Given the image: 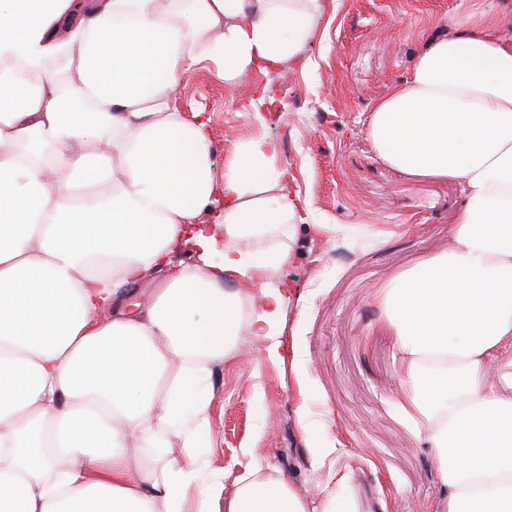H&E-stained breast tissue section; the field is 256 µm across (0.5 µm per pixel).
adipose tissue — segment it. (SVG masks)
Instances as JSON below:
<instances>
[{
	"label": "adipose tissue",
	"instance_id": "ef3b65f1",
	"mask_svg": "<svg viewBox=\"0 0 512 512\" xmlns=\"http://www.w3.org/2000/svg\"><path fill=\"white\" fill-rule=\"evenodd\" d=\"M321 12L0 0V512H187L195 467L169 462L163 434L208 426L198 384L238 336L276 353L286 292L269 273L303 216L274 143L245 137L216 167L206 110L175 95L200 67L233 87L298 59ZM484 25L472 13L429 39L368 127L390 167L465 194L448 252L384 298L448 512H512V399L486 384L512 342V40ZM149 271L159 283L135 300ZM226 512L308 510L254 471Z\"/></svg>",
	"mask_w": 512,
	"mask_h": 512
}]
</instances>
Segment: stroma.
Here are the masks:
<instances>
[{"mask_svg":"<svg viewBox=\"0 0 512 512\" xmlns=\"http://www.w3.org/2000/svg\"><path fill=\"white\" fill-rule=\"evenodd\" d=\"M319 36L299 61L225 89L213 72L191 71L175 98L205 107L216 164L263 112L262 134L278 146L289 199L307 205L294 260L276 271L289 297L280 355L250 353L212 366L208 428L193 448L202 487L217 486L209 512H225L254 466L304 496L309 512H445L429 442L416 436L398 387L397 338L383 299L400 274L448 247L462 191L412 180L380 160L368 136L374 104L410 73L429 38L453 33L482 11L512 36V0H322ZM325 435L333 460L318 463L304 437ZM260 449L253 462L248 448Z\"/></svg>","mask_w":512,"mask_h":512,"instance_id":"stroma-1","label":"stroma"}]
</instances>
